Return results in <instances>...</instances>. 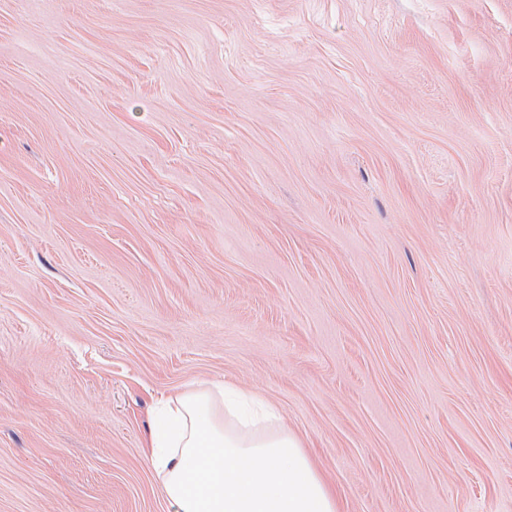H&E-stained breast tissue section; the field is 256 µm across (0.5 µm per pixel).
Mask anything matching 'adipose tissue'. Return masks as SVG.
<instances>
[{"label": "adipose tissue", "mask_w": 512, "mask_h": 512, "mask_svg": "<svg viewBox=\"0 0 512 512\" xmlns=\"http://www.w3.org/2000/svg\"><path fill=\"white\" fill-rule=\"evenodd\" d=\"M149 446L175 512H339L276 408L215 382L165 401Z\"/></svg>", "instance_id": "adipose-tissue-1"}]
</instances>
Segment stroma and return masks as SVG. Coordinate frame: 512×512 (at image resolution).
Segmentation results:
<instances>
[{
  "instance_id": "1",
  "label": "stroma",
  "mask_w": 512,
  "mask_h": 512,
  "mask_svg": "<svg viewBox=\"0 0 512 512\" xmlns=\"http://www.w3.org/2000/svg\"><path fill=\"white\" fill-rule=\"evenodd\" d=\"M218 381L343 512H512V0H0V512H171Z\"/></svg>"
}]
</instances>
